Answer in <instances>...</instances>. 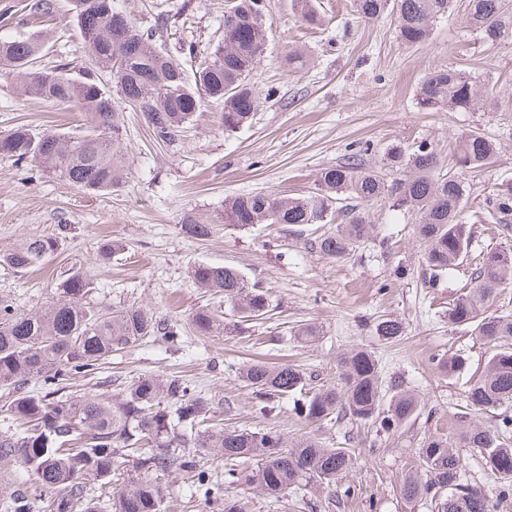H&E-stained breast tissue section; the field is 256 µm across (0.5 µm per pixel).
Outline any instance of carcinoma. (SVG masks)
<instances>
[{"mask_svg": "<svg viewBox=\"0 0 512 512\" xmlns=\"http://www.w3.org/2000/svg\"><path fill=\"white\" fill-rule=\"evenodd\" d=\"M313 0H294L303 21L321 26L323 19ZM89 60L76 66L61 60L40 65L44 44L33 35L0 40V69L33 97L58 104H73L88 114L90 125L75 133L36 134L18 126L0 137V157L17 162L37 160L46 171L92 194H105L123 179V157L115 149L121 136L114 96L141 113L153 139L167 147L193 121L208 99L224 103V130L247 124L259 110L260 100L248 77L267 51V0H229L224 11V37L206 63L198 67L194 83L181 64L158 49L164 24L142 28L112 5V0H71ZM357 18L373 22L390 11L402 43L425 45L434 27L459 7L465 22L496 42L512 36V0H354ZM489 95L477 77L456 68L429 72L416 89L417 105L426 111L468 112ZM496 145L476 130L456 137L454 172L440 170L431 143L410 149L394 148L386 166L392 180L364 167L359 154L324 168L317 188L298 197L268 193L231 195L224 208L208 216L187 214L181 232L206 240L215 225L224 228L253 224H332L336 229L318 238L319 252L341 260L360 245L377 239V226L361 206L387 199L392 206L418 217V235L425 244L423 264L429 279L440 277L463 262L472 242L471 226L463 218L466 203L461 175L475 172L493 159ZM486 211L505 230L512 225V183L486 198ZM58 249V240L36 237L0 255V265L18 272L38 268ZM201 288L224 294V303L238 321L258 320L268 312L267 289L248 282L233 266L196 264L189 270ZM472 288L448 307V323L472 328L492 346L484 369L467 389V402L491 414L490 424L470 422L458 435L463 447L482 460L503 496L512 494V316L492 311L502 292L512 284V250L487 251L471 274ZM94 280L75 273L57 285L59 300L36 312H20L0 303V384L16 398L7 411L19 432L0 434V456L21 463L48 494L49 512H164L169 490L158 473L173 467L191 468L193 461L180 453L193 448L204 453L214 448L224 456V479L255 484L266 498L277 501L288 491L309 482L335 483L355 465L349 448H328L308 438L288 448L271 430L229 429L205 425L212 417L209 400L190 391L180 379L134 378L119 401L99 394L76 399H53L25 391L32 379L59 385L71 372L92 370L112 352L137 345L153 336L178 340L167 325L140 308L106 311L90 302ZM200 336L224 334V312L201 307L191 317ZM341 382L304 391L302 372L289 365L254 361L240 369L253 389L259 412L272 398L301 393L294 401L298 417L321 426L345 419L356 425L372 423L385 434L405 426L422 406L413 395L388 388L374 357L354 350L341 359ZM150 451L136 458L134 474L119 491L108 496L107 506L87 497V485L100 490L112 484L119 456L136 452L141 444ZM463 459L450 451L448 441L427 438L418 449V465L400 485L407 501L435 500L439 512H491L480 487L462 477Z\"/></svg>", "mask_w": 512, "mask_h": 512, "instance_id": "obj_1", "label": "carcinoma"}]
</instances>
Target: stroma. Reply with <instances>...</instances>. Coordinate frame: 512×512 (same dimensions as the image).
<instances>
[{"label":"stroma","instance_id":"1","mask_svg":"<svg viewBox=\"0 0 512 512\" xmlns=\"http://www.w3.org/2000/svg\"><path fill=\"white\" fill-rule=\"evenodd\" d=\"M29 0H0V39L19 33L41 35L48 61L86 57L68 0H55L46 20L30 14ZM167 30L158 43L194 73L224 35V0H166ZM325 20L303 23L292 0H268V47L250 75L263 103L247 125L225 132L223 107L211 102L186 125L176 145H157L140 113L118 106L126 160L121 185L109 194H89L44 172L35 160L0 157V253L33 236L59 238L45 265L19 273L0 266V302L33 312L52 300L57 284L76 271L93 276V302L120 311L138 307L166 321L182 338H160L113 353L98 372L72 375L60 395L107 393L120 399L140 375L179 377L209 398L225 426L273 429L288 447L317 437L325 446L348 443L357 461L349 475L330 485L305 489L304 501L286 496L272 503L256 486L224 481V462L215 453L197 455L192 469L173 468L160 480L170 492L167 512H224L225 499L248 512H437L434 501L405 502L398 489L417 465L418 450L431 436L455 440L467 411L465 390L482 367L487 347L464 327L448 324V305L470 287L480 256L492 248L512 249V231L490 223L485 199L512 182V110L427 112L416 105L420 81L431 70L459 67L492 80L499 98L512 99V39L485 41L461 14L440 21L421 47L401 42L393 17L358 21L353 0H317ZM88 122L76 107L24 96L0 74V135L23 125L36 132L77 131ZM480 129L498 145L494 161L467 175L465 217L473 242L463 263L434 283L423 276L424 245L417 219L378 201L367 213L385 244L369 242L346 259L320 254L321 224H256L215 231L197 241L180 224L188 213L220 210L228 195L313 191L323 168L344 154L363 151L366 166L383 169L394 145L427 141L442 160L462 131ZM120 250L99 265L101 244ZM198 263L231 265L268 290L272 307L263 319L221 336L195 335L192 314L222 305V295L197 288L189 270ZM404 275H397V268ZM401 322L400 337L385 340L375 325ZM314 326L315 340L295 336ZM369 351L387 380L418 396L423 414L393 434L344 422L316 429L301 420L289 396L274 398L259 413L252 389L238 375L243 363L261 360L298 366L311 388L339 383L340 360L356 349ZM464 361L449 377L432 358ZM26 488L31 512H41L47 494L13 460L0 459V512L16 488Z\"/></svg>","mask_w":512,"mask_h":512}]
</instances>
